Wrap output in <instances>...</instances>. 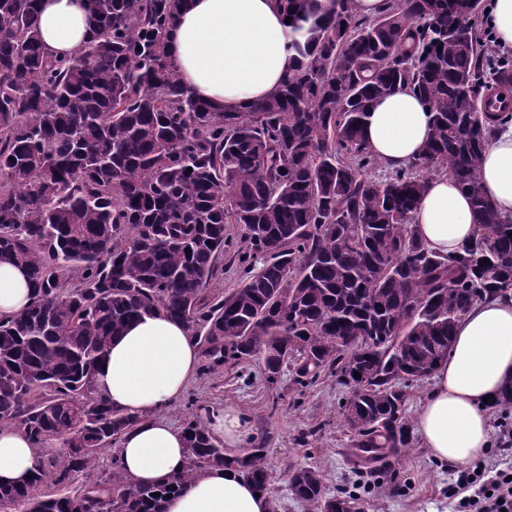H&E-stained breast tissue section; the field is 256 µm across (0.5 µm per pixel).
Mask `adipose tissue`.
<instances>
[{
    "mask_svg": "<svg viewBox=\"0 0 512 512\" xmlns=\"http://www.w3.org/2000/svg\"><path fill=\"white\" fill-rule=\"evenodd\" d=\"M40 36L48 53H72L93 28L87 0H39ZM292 29L278 0H186L168 36V59L199 98L237 112L273 96L294 67ZM431 129L430 114L410 89L376 99L363 134L388 168L417 158ZM484 195L512 215V133H499L483 155ZM413 226L428 249L454 253L474 233L471 199L452 179L433 178L413 213ZM25 269L0 264V319L32 301ZM200 349L187 325L163 314L132 322L113 338L97 371V388L114 411L137 417L119 441V460L136 483H156L187 465L183 429L160 418L195 377ZM512 389V291L487 297L457 324L454 344L432 375L415 419L431 457L459 466L486 455L491 440L487 397ZM213 439L234 457L247 432L237 407L210 409ZM37 452L19 429L0 427V484H20L33 474ZM233 467L209 469L172 496L166 512H270Z\"/></svg>",
    "mask_w": 512,
    "mask_h": 512,
    "instance_id": "adipose-tissue-1",
    "label": "adipose tissue"
}]
</instances>
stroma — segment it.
<instances>
[{"instance_id": "obj_1", "label": "stroma", "mask_w": 512, "mask_h": 512, "mask_svg": "<svg viewBox=\"0 0 512 512\" xmlns=\"http://www.w3.org/2000/svg\"><path fill=\"white\" fill-rule=\"evenodd\" d=\"M228 234L229 245L206 286L210 299L226 296L243 280L236 255L247 249L244 229L232 224ZM298 365L297 359L288 360L279 382L271 386L258 358L217 366L201 360L197 376L163 415L181 427L188 419H205L208 409L219 405L241 410L249 429L244 448L265 450L272 512H313L288 490L289 469L302 466L319 467L328 494L350 493L357 512H452L450 464L435 461L416 441L403 454L394 477L381 476L377 463L356 448L357 437L342 414L350 388L331 371L322 372L312 384L299 385Z\"/></svg>"}]
</instances>
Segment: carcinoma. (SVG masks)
<instances>
[{
	"mask_svg": "<svg viewBox=\"0 0 512 512\" xmlns=\"http://www.w3.org/2000/svg\"><path fill=\"white\" fill-rule=\"evenodd\" d=\"M37 2L0 0V262L26 267L34 289L0 319V420L37 450L25 485H0V512H165L224 466L269 490L263 449L230 460L194 418L183 472L139 485L116 460L91 475L138 422L98 393V364L150 312L185 322L210 360L262 357L270 385L294 356L301 384L336 371L356 447L394 472L412 444L400 384L430 377L457 322L512 290V216L480 189L489 139L512 123V65L497 66L503 106L486 111L477 14L466 0H390L372 18L354 0H280L295 67L276 95L224 112L167 60L180 0H89L95 28L62 58L42 45ZM401 86L428 107L431 135L372 179L366 112ZM433 172L472 200L475 234L454 255L413 227ZM229 224L244 226V283L208 301ZM72 272L83 287L65 288ZM49 478L84 486L50 496ZM288 488L316 512L353 503L327 496L313 466L290 470Z\"/></svg>",
	"mask_w": 512,
	"mask_h": 512,
	"instance_id": "obj_1",
	"label": "carcinoma"
}]
</instances>
